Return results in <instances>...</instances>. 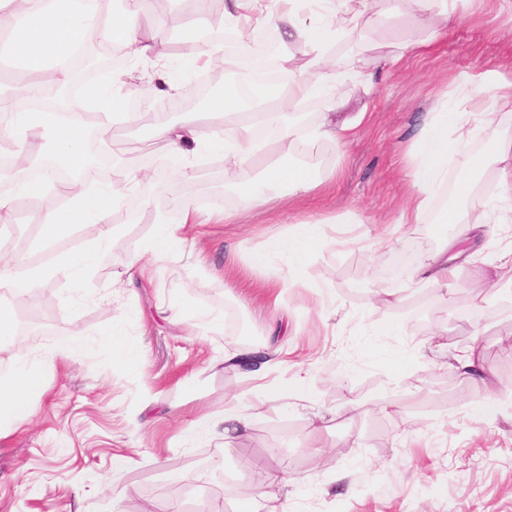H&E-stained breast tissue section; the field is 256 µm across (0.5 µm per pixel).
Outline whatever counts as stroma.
Here are the masks:
<instances>
[{
    "mask_svg": "<svg viewBox=\"0 0 512 512\" xmlns=\"http://www.w3.org/2000/svg\"><path fill=\"white\" fill-rule=\"evenodd\" d=\"M430 25L438 37L389 67L397 45ZM343 39L331 49L348 79L337 121L355 128L339 142L278 137L265 141L258 167L305 156L323 185L306 194L273 190L261 207L240 204L223 154L198 153L170 168L153 130L114 125V142L141 161L113 216L122 220L108 251L81 285L59 276L40 284L47 310L0 295L16 327L47 322L22 347L0 345V375L56 345L71 347L45 369L47 388L30 421L0 434V512H136L139 502L180 512L188 488L206 480L207 512H268L258 485L279 476V512H512V205L498 200V152L512 156V112L477 115L484 96L472 74L497 70L512 81V11L496 0L473 14L459 0H424L400 15L386 0H359ZM184 54L159 64L128 57L103 83L112 94L142 93L164 71L189 85L200 68ZM459 113L471 135L463 151L481 168H449L421 223L400 217L411 191L416 136L432 113ZM483 213L470 253L454 262L449 288H420L412 273L457 232L435 228L461 179ZM193 202L203 221L186 231V254L156 259V225L176 223L170 197ZM236 212L231 224L208 217ZM342 217L335 242L302 263L287 251L269 266L250 258L301 225ZM141 257L144 278L122 272ZM183 306L173 321L170 300ZM211 319L195 320L197 310ZM126 337L143 370L113 361L102 333ZM250 341L271 356L262 379L225 364ZM478 345L494 376L468 379L452 356ZM497 400L475 415V405ZM255 413L251 430L222 447L198 429L225 408ZM123 459L114 470V459Z\"/></svg>",
    "mask_w": 512,
    "mask_h": 512,
    "instance_id": "stroma-1",
    "label": "stroma"
}]
</instances>
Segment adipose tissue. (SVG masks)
Wrapping results in <instances>:
<instances>
[{"label": "adipose tissue", "instance_id": "obj_1", "mask_svg": "<svg viewBox=\"0 0 512 512\" xmlns=\"http://www.w3.org/2000/svg\"><path fill=\"white\" fill-rule=\"evenodd\" d=\"M347 3L348 0H226L225 27L241 31L244 19L250 17L263 24L284 27L289 46L299 47L307 65L319 70L312 83L299 77L287 88L274 82L256 84L257 122L273 128L281 138L293 140L299 134L284 119L288 102L331 94L344 81L329 57V48L343 33L345 19L340 11ZM94 4L95 0H81L78 8L66 14L45 6L25 19L0 8V21L11 26L13 54L24 63L25 93L36 91L47 78L59 83L66 81L67 71L58 67V60L66 57L73 45L90 38L133 48L144 59L164 58L163 44L157 37L140 36L138 13L116 12L105 22L97 23L93 20ZM457 124L456 113L435 112L421 129L419 152L411 173L413 193L407 223H420L432 206L435 187L447 174L449 164L456 162L460 155L466 133H459L454 140L448 137L449 128ZM23 125L21 145L28 157H36L49 147L55 157L83 175L82 180L52 186L65 205L41 214V232L34 241L36 249L48 248L68 237L76 224L93 221L98 227L96 238L81 251L59 257L54 265L55 273L64 275L73 284H81L117 231L110 215L120 191L112 185L96 187L88 179V159L83 149L86 128L79 114H70L66 121L60 122L54 113L44 112L36 118L24 117ZM251 130V125L246 124L226 136L194 124L175 126L159 122L154 128L156 136L166 142L170 155L178 158H188L202 149L224 153L234 171V193L241 203H264L265 190L269 187H283L288 193L296 194L318 185L319 180L311 169L297 165L274 166L265 171L263 178H255L252 169L257 150L247 144ZM174 203L177 224L158 225L150 243L152 253L160 259L183 252L186 242L183 231L199 218L192 202L178 197ZM329 241L324 225L308 224L301 233L271 241L266 248L254 252L251 264L266 266L270 253L282 249L299 261L313 247ZM44 369V364L22 358L10 376L0 379V431L29 421L34 402L45 391Z\"/></svg>", "mask_w": 512, "mask_h": 512}]
</instances>
